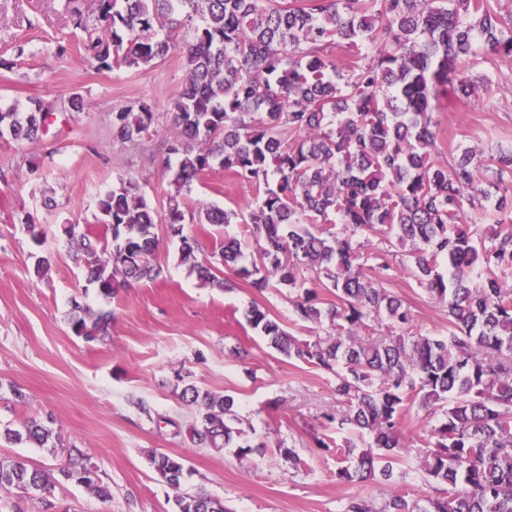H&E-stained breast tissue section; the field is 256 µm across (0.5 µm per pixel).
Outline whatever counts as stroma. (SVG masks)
Listing matches in <instances>:
<instances>
[{"mask_svg": "<svg viewBox=\"0 0 512 512\" xmlns=\"http://www.w3.org/2000/svg\"><path fill=\"white\" fill-rule=\"evenodd\" d=\"M79 15L86 29L76 28ZM97 25L94 0H0V100L39 97L51 107L37 139L0 136V429L28 417L51 418L60 445L54 452L1 440L0 461L23 458L54 468L66 464L70 448L90 457L111 500L67 484L56 490L52 512H172L176 492L148 464L155 451L186 459L185 489H206L223 499L228 512H341L356 495L378 504L394 494L424 498L430 487L413 459L388 480L337 479L344 459L339 448L354 435L321 418L336 406L332 376L268 347L247 322L256 305L293 336L314 340L318 326L297 321L293 313L297 290L260 292L243 280L231 289L201 285L180 264L178 243L164 223L154 226L158 279L133 283L109 298L87 286L62 229L77 224L102 234L97 200L123 180H135L148 203L165 210L172 191L165 168L168 111L186 77L178 33L172 36L175 49L161 61L96 70L83 43L87 28ZM470 75L488 82L471 101L441 98L435 113L437 143L450 160L463 142L487 155L512 150V60L478 59ZM75 94L86 103L79 114L68 109ZM137 101L156 116L152 135L134 143L114 139L113 112ZM256 199L254 186L216 164L186 203L245 214ZM29 223L44 231L42 243L26 232ZM185 232L206 258L228 237L241 240L246 254L254 252L242 224L193 222ZM41 256L51 266L38 276L34 266ZM388 286L410 305L414 331L447 335L446 307L402 266H395ZM75 300L111 312L104 338L88 342L71 332ZM241 347L249 349L248 358L238 357ZM183 374L198 387L234 397L241 440L253 452L194 446L189 431L195 411L180 398ZM17 389L25 401H16ZM320 438L337 442V449L318 447ZM283 447L294 450L299 465L280 455Z\"/></svg>", "mask_w": 512, "mask_h": 512, "instance_id": "1", "label": "stroma"}]
</instances>
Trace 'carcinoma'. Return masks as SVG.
<instances>
[{
	"label": "carcinoma",
	"instance_id": "cac0c4a2",
	"mask_svg": "<svg viewBox=\"0 0 512 512\" xmlns=\"http://www.w3.org/2000/svg\"><path fill=\"white\" fill-rule=\"evenodd\" d=\"M96 2L103 25L85 50L97 68L150 65L174 47L171 33L182 32L187 79L170 106L168 151L177 166L164 215L129 180L98 200L111 238L64 226L88 284L110 297L155 280L152 229L161 221L181 240V263L201 282L229 287L184 234L185 195L219 163L258 192L246 221L257 256L245 260L239 242L226 238L219 264L259 291L298 289L297 320L327 329L300 341L257 306L249 325L273 349L331 373L338 409L324 420L371 439L366 448L347 445L337 477L390 478L407 409L439 418L417 444L433 495L411 503L396 494L380 506L356 497L342 512H512V152L487 161L465 146L450 166L433 121L440 96L471 99L467 71L479 53L512 58V13L495 0ZM337 49L352 54L344 67ZM42 105H0V135L34 140ZM154 121L149 107L127 106L112 113V133L134 142ZM332 216L342 225L336 232L326 227ZM237 218L218 206L197 211L200 224ZM380 228L405 249L418 286L447 303L448 335L410 330L411 307L385 287L390 250L363 252ZM323 288L336 304L323 305ZM111 321L112 313L72 300L70 328L85 341ZM181 398L196 411L194 445L252 451L236 445L232 396L188 384ZM0 438L54 447L53 429L35 418ZM150 465L178 490L173 512H226L218 497L181 490L183 458L156 452ZM66 483L111 498L80 453L57 469L0 462V489L25 490L45 509Z\"/></svg>",
	"mask_w": 512,
	"mask_h": 512
}]
</instances>
